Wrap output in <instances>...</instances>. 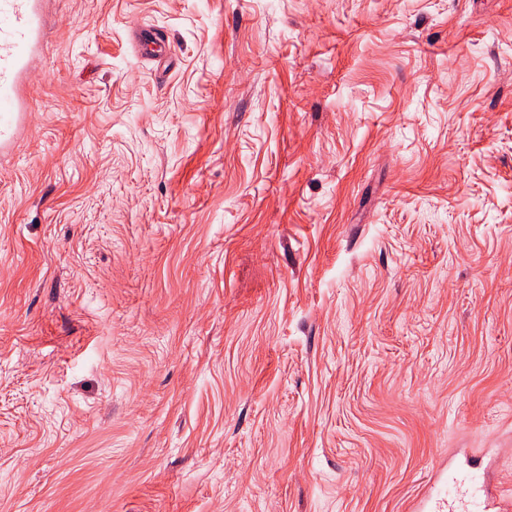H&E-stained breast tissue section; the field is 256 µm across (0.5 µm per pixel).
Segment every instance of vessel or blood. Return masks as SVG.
Returning <instances> with one entry per match:
<instances>
[{"label": "vessel or blood", "instance_id": "1", "mask_svg": "<svg viewBox=\"0 0 512 512\" xmlns=\"http://www.w3.org/2000/svg\"><path fill=\"white\" fill-rule=\"evenodd\" d=\"M45 0H0V156L11 154L29 119L24 96L47 36ZM477 473L466 478L438 469L425 491L409 505V512H443L454 503L463 482H475Z\"/></svg>", "mask_w": 512, "mask_h": 512}]
</instances>
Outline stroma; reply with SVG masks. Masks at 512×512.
Returning a JSON list of instances; mask_svg holds the SVG:
<instances>
[{
    "label": "stroma",
    "instance_id": "35a3bbf8",
    "mask_svg": "<svg viewBox=\"0 0 512 512\" xmlns=\"http://www.w3.org/2000/svg\"><path fill=\"white\" fill-rule=\"evenodd\" d=\"M50 11L0 512H407L447 458L512 502V0Z\"/></svg>",
    "mask_w": 512,
    "mask_h": 512
}]
</instances>
